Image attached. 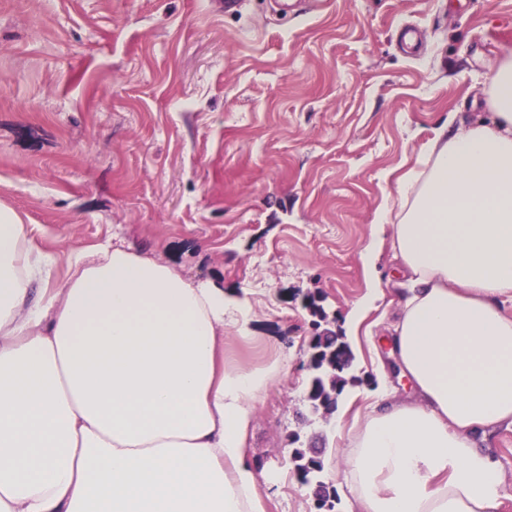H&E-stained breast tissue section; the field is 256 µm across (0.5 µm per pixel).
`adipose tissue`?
I'll return each instance as SVG.
<instances>
[{"label": "adipose tissue", "mask_w": 512, "mask_h": 512, "mask_svg": "<svg viewBox=\"0 0 512 512\" xmlns=\"http://www.w3.org/2000/svg\"><path fill=\"white\" fill-rule=\"evenodd\" d=\"M487 94L490 120H445L359 251L351 342L378 301L393 311L327 474L351 512H498L512 493L485 446L512 424V53ZM54 262L0 207V512H267L245 443L288 358L227 356L251 342L252 307L120 243L70 254L43 287Z\"/></svg>", "instance_id": "obj_1"}]
</instances>
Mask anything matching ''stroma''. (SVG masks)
I'll return each instance as SVG.
<instances>
[{
    "mask_svg": "<svg viewBox=\"0 0 512 512\" xmlns=\"http://www.w3.org/2000/svg\"><path fill=\"white\" fill-rule=\"evenodd\" d=\"M511 50L512 0H0V205L55 257L50 287L113 239L248 300L260 340L228 355L274 336L290 358L248 452L268 512H317L291 451L342 469L366 403L307 419L311 340L344 335L397 175L449 113L485 117Z\"/></svg>",
    "mask_w": 512,
    "mask_h": 512,
    "instance_id": "1",
    "label": "stroma"
}]
</instances>
